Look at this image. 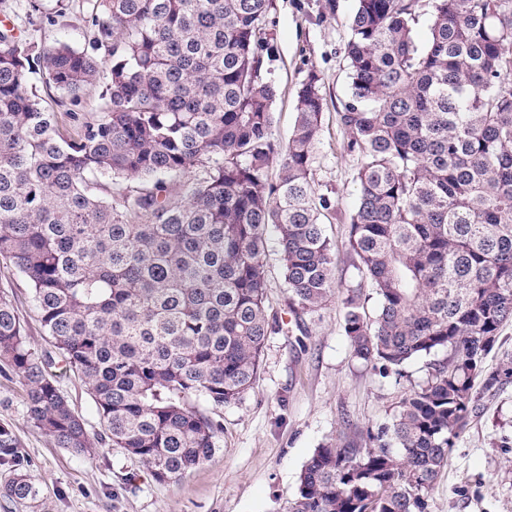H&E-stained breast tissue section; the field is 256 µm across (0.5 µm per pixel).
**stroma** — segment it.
Listing matches in <instances>:
<instances>
[{"label": "stroma", "instance_id": "1", "mask_svg": "<svg viewBox=\"0 0 512 512\" xmlns=\"http://www.w3.org/2000/svg\"><path fill=\"white\" fill-rule=\"evenodd\" d=\"M269 19L277 45L272 63L278 94L273 135L287 142L296 119V92L310 75L326 99L320 141L312 162L318 192L331 193L338 211L355 202L354 160L339 114L350 101L343 48L356 0H273ZM86 0H0V15L38 45L68 42L89 47ZM58 15L56 24L48 16ZM267 294L282 318L269 336L259 376L239 403L224 407V427L211 456L190 473L156 481L124 449L106 447L76 456L56 447L28 422L18 378L0 374V423L12 426L31 462L40 506L0 497V512H290L299 474L316 448L338 434L359 440L385 423L403 395L426 382L435 355L409 361L401 374L381 376L352 358L343 307L332 299L294 328L277 256H269ZM0 289L14 299L34 350L55 355L31 303L25 280L0 272ZM60 388L85 420L90 435L102 428L86 385L57 368ZM430 512H512V384L484 393L461 431L448 466L430 492Z\"/></svg>", "mask_w": 512, "mask_h": 512}]
</instances>
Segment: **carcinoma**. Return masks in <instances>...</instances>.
Here are the masks:
<instances>
[{
  "instance_id": "obj_1",
  "label": "carcinoma",
  "mask_w": 512,
  "mask_h": 512,
  "mask_svg": "<svg viewBox=\"0 0 512 512\" xmlns=\"http://www.w3.org/2000/svg\"><path fill=\"white\" fill-rule=\"evenodd\" d=\"M86 2L89 51L0 29V265L28 282L61 361L87 384L100 443L159 482L209 457L215 415L252 388L282 330L267 303L273 240L289 311L341 297L353 358L398 375L447 353L364 444L339 436L314 451L291 512H430L480 392L512 382V358L483 369L512 322V0H357L340 121L363 283L345 290L322 223L336 203L311 178L317 76L298 88L288 142L272 134V0ZM37 77L73 106L98 85L105 107L67 113L78 131L66 135ZM52 365L0 290V368L20 380L27 420L94 454ZM30 466L0 424L11 475L0 495L35 509Z\"/></svg>"
}]
</instances>
